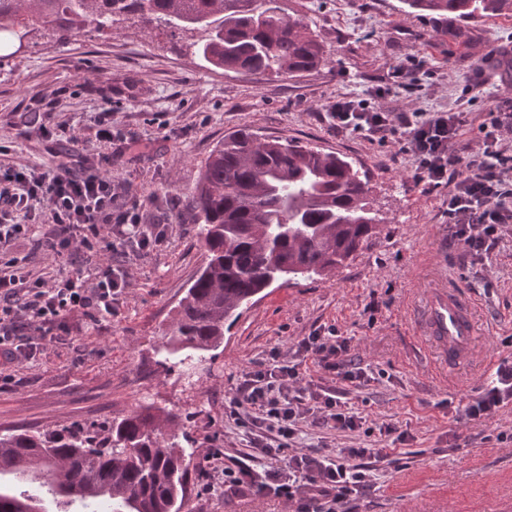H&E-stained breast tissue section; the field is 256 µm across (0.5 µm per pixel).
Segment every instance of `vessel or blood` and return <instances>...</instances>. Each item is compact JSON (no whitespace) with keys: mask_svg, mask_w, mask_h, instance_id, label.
<instances>
[{"mask_svg":"<svg viewBox=\"0 0 512 512\" xmlns=\"http://www.w3.org/2000/svg\"><path fill=\"white\" fill-rule=\"evenodd\" d=\"M421 331L449 363L461 362L477 334L474 302L462 301L444 286L430 289Z\"/></svg>","mask_w":512,"mask_h":512,"instance_id":"1","label":"vessel or blood"}]
</instances>
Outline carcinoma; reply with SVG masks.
Segmentation results:
<instances>
[{"mask_svg": "<svg viewBox=\"0 0 512 512\" xmlns=\"http://www.w3.org/2000/svg\"><path fill=\"white\" fill-rule=\"evenodd\" d=\"M247 2L33 0L27 7L0 0V48L13 46L21 25L66 42L85 23L103 29L116 16H153L196 34L193 53L225 71L294 74L324 61L303 19L278 7L254 14ZM404 3L441 18L512 16V0ZM368 192L366 175L335 153L248 131L225 137L187 195L207 261L163 331L156 364L170 371L204 361L224 343V324L262 290L341 266L380 223ZM194 452L181 418L152 406L110 424L15 430L0 435V512H181Z\"/></svg>", "mask_w": 512, "mask_h": 512, "instance_id": "obj_1", "label": "carcinoma"}]
</instances>
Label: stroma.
I'll use <instances>...</instances> for the list:
<instances>
[{
	"label": "stroma",
	"instance_id": "stroma-1",
	"mask_svg": "<svg viewBox=\"0 0 512 512\" xmlns=\"http://www.w3.org/2000/svg\"><path fill=\"white\" fill-rule=\"evenodd\" d=\"M302 18L324 47L316 69L286 75L224 71L192 53L187 33L156 20L116 19L107 33L86 25L60 43L29 32L24 48L0 57V136L17 166L72 170L96 156L94 118L112 111L108 173L139 199L149 220L168 224L162 250L130 257L128 287L112 317L83 319L76 340L52 344L39 359L0 373V434L77 422H108L156 406L187 417L199 455L188 467L184 512H288L278 499L201 495L203 452L244 450V431L224 416V393L244 370L278 349L294 360L297 343L321 327L350 338L354 361L370 382L349 401L375 423L408 429L398 467L380 474L358 512H512V403L480 422L460 409L494 377L496 360L512 355V234L492 259L471 265L450 244L447 192L413 181L411 157L399 145L336 135L323 115L330 101L366 96L393 69L420 55L415 89L392 86L389 106L409 112L462 113L460 142L478 150L482 101L462 89L472 65L512 46V17L436 20L403 0H276ZM43 101L70 140L51 143L22 123ZM295 140L346 157L369 180L368 202L380 222L344 264L316 279L278 282L224 330V342L200 364L166 372L156 349L206 251L187 206L170 209L196 185L212 150L228 134ZM43 225L16 246L31 270L74 274L55 265ZM448 283L477 306L479 334L470 361L456 370L435 359L417 323L423 293L439 265ZM453 400L456 412L441 406Z\"/></svg>",
	"mask_w": 512,
	"mask_h": 512
}]
</instances>
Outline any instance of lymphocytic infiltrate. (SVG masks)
<instances>
[{
  "mask_svg": "<svg viewBox=\"0 0 512 512\" xmlns=\"http://www.w3.org/2000/svg\"><path fill=\"white\" fill-rule=\"evenodd\" d=\"M387 89L368 97H339L326 120L336 133H356L387 144L396 141L414 161V180L425 191L448 192L452 240L473 264L492 258L502 236L512 229V97L485 100L478 126L479 148H459L463 119L447 110L398 112L379 106ZM108 155L87 160L77 171L41 170L0 163V367L39 357L51 343L73 340L72 316L111 314L125 292L127 273L101 263L88 273L45 278L26 271L15 246L29 222L51 229L45 245L58 263L109 250L122 256L146 255L167 241L168 227L143 221L139 201H123L103 172ZM349 339L335 329H317L298 343L297 362L278 353L242 373L224 399V413L248 437V448L230 465L208 450L206 465L220 464L224 491L274 496L295 512H356L355 502L380 470L395 465L407 431L391 424L369 426L348 402L351 390L369 380L365 368L349 356ZM313 364L327 378L301 386V368ZM512 402V361L502 360L495 378L464 409L482 421ZM345 434L378 435V448L301 449L303 424Z\"/></svg>",
  "mask_w": 512,
  "mask_h": 512,
  "instance_id": "lymphocytic-infiltrate-1",
  "label": "lymphocytic infiltrate"
}]
</instances>
